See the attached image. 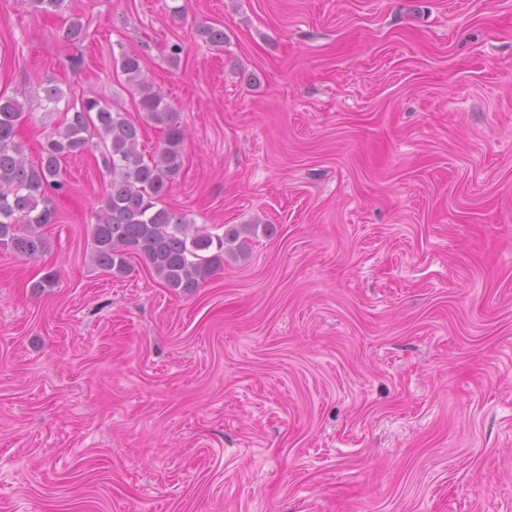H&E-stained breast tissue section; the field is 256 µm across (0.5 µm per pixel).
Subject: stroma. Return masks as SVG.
<instances>
[{"instance_id":"stroma-1","label":"stroma","mask_w":512,"mask_h":512,"mask_svg":"<svg viewBox=\"0 0 512 512\" xmlns=\"http://www.w3.org/2000/svg\"><path fill=\"white\" fill-rule=\"evenodd\" d=\"M66 4L82 43L0 0L29 159L48 85L156 150L132 51L184 132L166 206L272 230L187 294L115 277L107 178L63 162L47 252L0 250V512H512V0Z\"/></svg>"}]
</instances>
